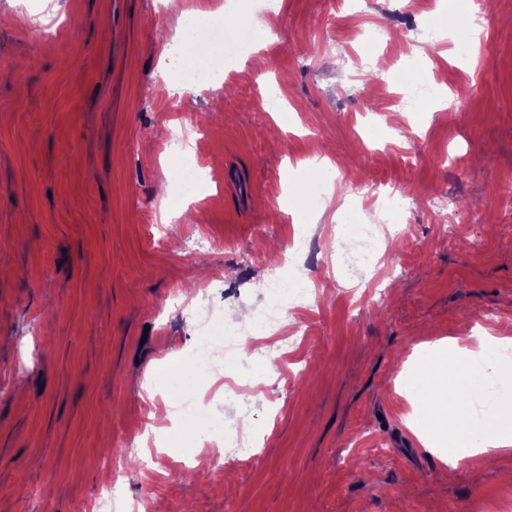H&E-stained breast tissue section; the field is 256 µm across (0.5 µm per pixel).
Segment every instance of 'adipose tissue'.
Here are the masks:
<instances>
[{"label": "adipose tissue", "mask_w": 512, "mask_h": 512, "mask_svg": "<svg viewBox=\"0 0 512 512\" xmlns=\"http://www.w3.org/2000/svg\"><path fill=\"white\" fill-rule=\"evenodd\" d=\"M476 343L472 349L452 338L426 350L407 389L416 406L410 424L424 447L449 456L464 449L463 460L471 466L490 448L512 446V401H497L482 420L474 410L482 380L512 376V366L496 355L500 347L512 346V336L486 331Z\"/></svg>", "instance_id": "obj_1"}]
</instances>
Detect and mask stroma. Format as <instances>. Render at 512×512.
<instances>
[{"label":"stroma","mask_w":512,"mask_h":512,"mask_svg":"<svg viewBox=\"0 0 512 512\" xmlns=\"http://www.w3.org/2000/svg\"><path fill=\"white\" fill-rule=\"evenodd\" d=\"M447 3L412 22L393 0L355 16L342 0H0V512H81L112 482L114 512H512V447L449 469L401 387L421 343L512 332V0H493L474 61ZM265 10L222 90L165 77L178 18ZM432 29L431 61L416 49ZM412 71L457 107L399 104ZM182 115L207 130L189 149L215 176L188 210L168 206L163 150ZM355 181L415 200L381 302L337 290L320 263L339 229L355 243L380 221ZM442 193L454 214L431 209ZM300 234L317 253L294 267ZM275 263L319 288L311 335L280 363L295 382L256 363L255 459L199 475L166 372L197 341L180 299L222 280L214 317L238 321ZM137 428L140 453L123 457Z\"/></svg>","instance_id":"1"}]
</instances>
